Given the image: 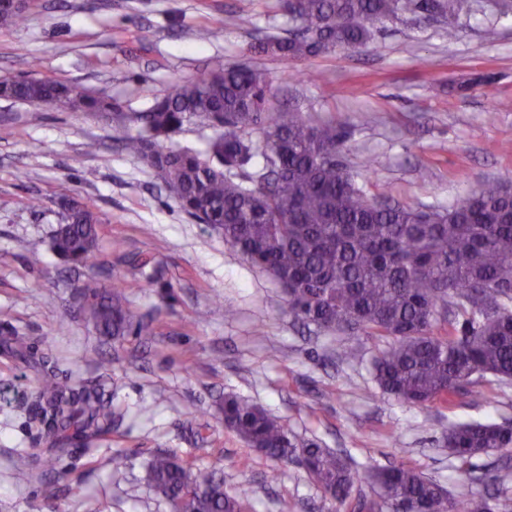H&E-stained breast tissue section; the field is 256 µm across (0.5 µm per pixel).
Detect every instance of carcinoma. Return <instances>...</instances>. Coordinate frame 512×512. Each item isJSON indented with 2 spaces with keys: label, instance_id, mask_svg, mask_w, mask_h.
Returning a JSON list of instances; mask_svg holds the SVG:
<instances>
[{
  "label": "carcinoma",
  "instance_id": "obj_1",
  "mask_svg": "<svg viewBox=\"0 0 512 512\" xmlns=\"http://www.w3.org/2000/svg\"><path fill=\"white\" fill-rule=\"evenodd\" d=\"M478 0H284L303 32L268 36L259 54L297 63L344 48L367 46L381 25L412 14L434 19L448 37L476 13ZM14 0H0V25L22 21ZM264 73L240 65L174 86L145 112L128 118L122 148L163 173L181 210L224 236L248 262L285 290L295 318L330 331H364L391 343L374 360L378 387L414 405L448 404L479 374L512 380V196L509 181H489L445 210L376 202L338 159L342 132L314 125L294 109L272 112ZM0 98L47 105L59 112H109L112 99L63 80L1 78ZM201 121L212 130L207 148L168 147L182 127ZM260 130L262 143L243 137ZM256 158L260 169L243 168ZM53 252L85 264L99 241V219L87 203L64 202ZM81 311L98 335L120 342L150 336L121 290L91 277L76 286ZM470 306L461 334L433 333L438 303L448 294ZM6 354L31 361L15 336ZM29 424L49 444L42 470L55 468L67 446L112 433V400L101 387L61 381L45 370L35 399L23 405ZM222 422L249 447L296 463L346 512H493L488 497L455 499L413 464L373 468L367 479L379 499L354 493L358 475L342 455L311 441L295 450L288 430L262 407L224 398ZM448 453L465 472L489 448H511L512 426L459 423L448 429ZM153 489L175 512H250L249 492L230 493L216 470L158 452L147 469Z\"/></svg>",
  "mask_w": 512,
  "mask_h": 512
}]
</instances>
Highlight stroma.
Instances as JSON below:
<instances>
[{
    "mask_svg": "<svg viewBox=\"0 0 512 512\" xmlns=\"http://www.w3.org/2000/svg\"><path fill=\"white\" fill-rule=\"evenodd\" d=\"M298 27L279 0H33L22 23L0 26V76L30 74L36 57L39 76L111 96L131 114L178 82L244 63L266 74L271 109L343 131L341 157L367 197L442 210L512 178V152L501 149L512 143V15L476 13L453 39L409 15L365 48L294 65L252 52L257 39ZM123 133L110 113L0 98V341L15 334L37 349L30 365L0 352V512H171L147 481L160 451L219 470L227 490L249 489L253 512H343L298 464L225 429L228 394L277 417L295 445L345 451L355 472L407 461L452 496L490 495L495 512H512V449L478 456L465 474L444 446L456 423L512 425V380L475 378L448 405L383 393L372 363L384 342L295 320L281 286L182 212L154 169L122 149ZM33 196L39 209L28 207ZM65 196L101 221L95 256L78 267L51 249ZM91 275L126 285L153 337L98 336L75 309V287ZM341 342L359 361L339 357ZM43 360L112 391L111 435L69 448L49 475L20 462L46 443L17 409L34 397Z\"/></svg>",
    "mask_w": 512,
    "mask_h": 512,
    "instance_id": "35a3bbf8",
    "label": "stroma"
}]
</instances>
